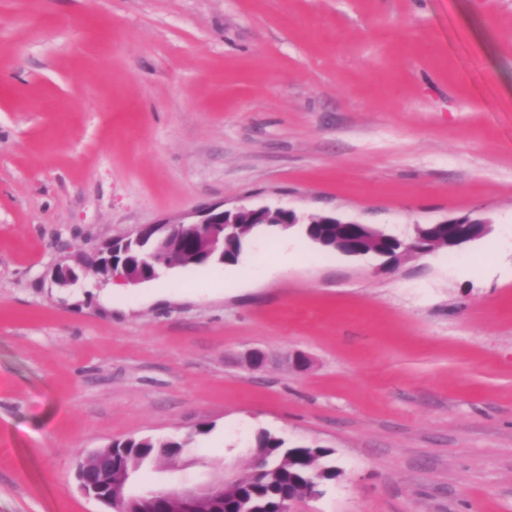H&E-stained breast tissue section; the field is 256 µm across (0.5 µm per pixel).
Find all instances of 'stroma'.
Returning a JSON list of instances; mask_svg holds the SVG:
<instances>
[{"label": "stroma", "instance_id": "1", "mask_svg": "<svg viewBox=\"0 0 512 512\" xmlns=\"http://www.w3.org/2000/svg\"><path fill=\"white\" fill-rule=\"evenodd\" d=\"M216 202L492 230L53 281ZM262 431L332 451L299 512H512V0H0V512H102L78 458L127 438L244 474ZM434 224L430 227L431 229L447 224L448 248L473 242L491 231L490 224L471 215L446 218Z\"/></svg>", "mask_w": 512, "mask_h": 512}]
</instances>
